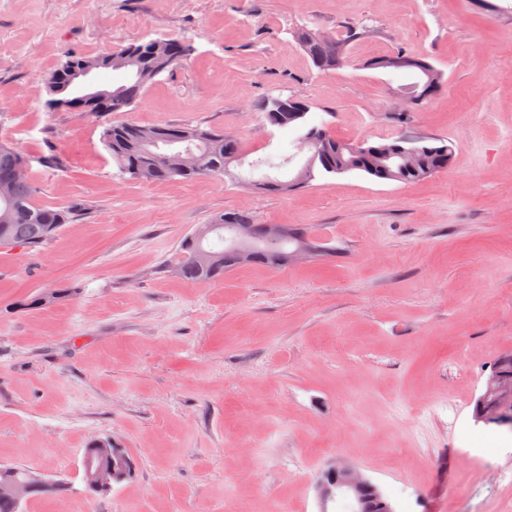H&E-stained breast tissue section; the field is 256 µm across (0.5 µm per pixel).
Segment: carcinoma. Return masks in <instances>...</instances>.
<instances>
[{
	"label": "carcinoma",
	"instance_id": "obj_1",
	"mask_svg": "<svg viewBox=\"0 0 512 512\" xmlns=\"http://www.w3.org/2000/svg\"><path fill=\"white\" fill-rule=\"evenodd\" d=\"M297 40L313 66L321 71L333 70L336 68V60L345 59L342 44L323 38L310 30H299ZM191 51L192 48L184 41L172 37L131 43L112 50L110 55L67 54L48 74L46 86L59 108L96 114L124 112L141 99L149 84V81L142 78L141 70L146 69L157 77L177 68L191 55ZM85 64L94 70L127 69L132 73V80L112 90L111 98L89 106L83 103L82 96L75 92L70 81L71 70ZM306 114V106L303 107V112L292 120H280L270 112H263L266 121L272 126L296 125L301 134L312 132L326 141L328 154L315 159L310 174L295 185L297 190L310 186L319 176L351 172L378 181L413 184L447 169L451 162V147L443 142L437 144L433 138L425 140L421 137L399 135L386 142L371 144L366 141L363 144L364 151L359 152L357 142L338 140L326 129L303 122ZM196 132H204L215 137L209 147L201 149V158L197 161V166L177 173L162 165H156L151 181L161 183L175 179L192 180L203 175L222 174L226 161L238 160V146L235 141L225 140L224 134L219 131L204 130L190 125L143 126L131 122L109 124L102 131V141L119 172L135 180L136 169L150 160V156L139 146L142 139L155 137L156 149L161 151L184 142V134ZM20 161L22 154L12 144L1 141L0 183L7 187L8 196L4 200L0 198V204L9 209L10 220L3 233L9 244L0 248L6 251L18 246L37 248L49 241L57 230L71 219V213L67 210L35 203L36 185L30 177L19 180L12 178V171ZM208 246L213 248V252L224 254V233H219L206 245L198 243L192 236L183 240L175 256L176 263L172 267L176 276L188 282L223 277L230 267L222 264L216 267H203L196 259L197 252Z\"/></svg>",
	"mask_w": 512,
	"mask_h": 512
}]
</instances>
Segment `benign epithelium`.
<instances>
[{
  "mask_svg": "<svg viewBox=\"0 0 512 512\" xmlns=\"http://www.w3.org/2000/svg\"><path fill=\"white\" fill-rule=\"evenodd\" d=\"M384 66L388 69L416 68L427 75L418 91L410 90L402 94V98L412 104L428 96L435 88L428 78L430 65L418 58L403 54H392L387 57ZM173 171L185 170L190 161L186 153L170 151L159 157ZM288 235V226L281 224H262L258 227L251 224H239L233 227L227 244L225 256H232L235 262L242 264L252 260L256 244L264 242L275 244ZM494 396L497 406L505 407L512 404V379L505 378L495 372L491 373L474 404L477 412L476 421L496 427H508L509 420L491 410L487 406L489 396ZM83 482L89 494L107 493L112 487L126 478L125 466L112 447L110 441H97L87 448L82 462ZM51 484L42 474L25 469L20 471L13 467L0 468V497L12 502L15 509H21L22 503L31 499V494ZM315 494L320 503V512H330L329 507L340 502L349 505V512H368L370 502L379 501L385 512H393L391 503L384 500L380 488L365 475L359 467L343 460L329 464L318 476L315 483Z\"/></svg>",
  "mask_w": 512,
  "mask_h": 512,
  "instance_id": "benign-epithelium-1",
  "label": "benign epithelium"
}]
</instances>
